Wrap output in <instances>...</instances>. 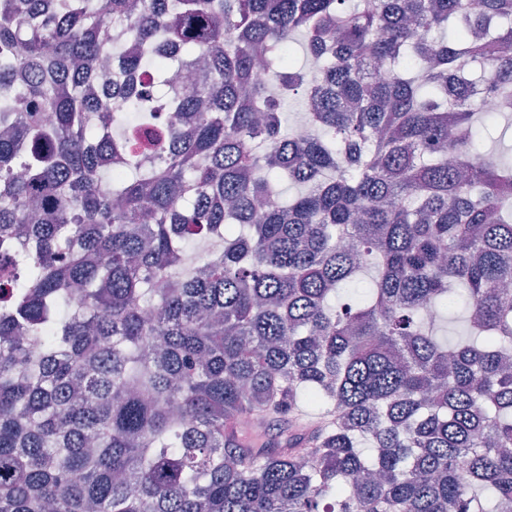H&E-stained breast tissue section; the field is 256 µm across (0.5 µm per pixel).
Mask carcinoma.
I'll return each instance as SVG.
<instances>
[{"label":"carcinoma","instance_id":"cac0c4a2","mask_svg":"<svg viewBox=\"0 0 512 512\" xmlns=\"http://www.w3.org/2000/svg\"><path fill=\"white\" fill-rule=\"evenodd\" d=\"M506 46L512 0H0V512H512ZM505 132V134L502 133ZM474 151L479 153H494L502 160L512 162V127L506 129V123L501 121L493 131L491 138L482 139L475 143Z\"/></svg>","mask_w":512,"mask_h":512}]
</instances>
